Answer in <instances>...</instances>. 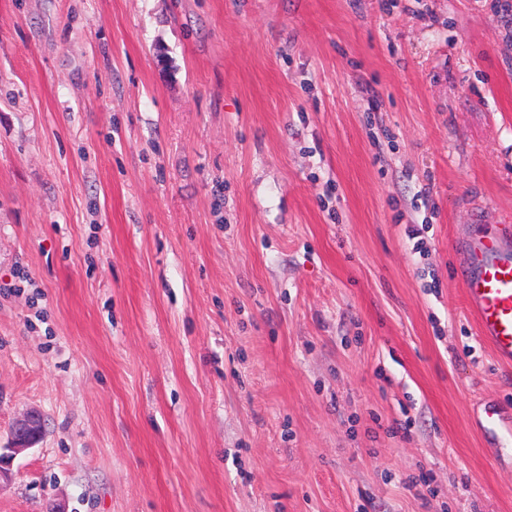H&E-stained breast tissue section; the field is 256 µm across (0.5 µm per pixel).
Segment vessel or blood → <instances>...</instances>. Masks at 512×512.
I'll list each match as a JSON object with an SVG mask.
<instances>
[{
	"label": "vessel or blood",
	"mask_w": 512,
	"mask_h": 512,
	"mask_svg": "<svg viewBox=\"0 0 512 512\" xmlns=\"http://www.w3.org/2000/svg\"><path fill=\"white\" fill-rule=\"evenodd\" d=\"M462 281L478 333L495 360L512 364V231L499 224H482L463 238ZM478 427L486 437L512 438V413L496 401L484 404Z\"/></svg>",
	"instance_id": "vessel-or-blood-1"
}]
</instances>
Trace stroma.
<instances>
[{"mask_svg": "<svg viewBox=\"0 0 512 512\" xmlns=\"http://www.w3.org/2000/svg\"><path fill=\"white\" fill-rule=\"evenodd\" d=\"M503 2L0 0V512H512ZM462 281L478 334L495 360L512 364V235L502 224H481L459 243ZM478 427L484 437L496 438L498 441L512 438L511 411L506 412L503 406L496 401H490L483 405L478 417ZM44 418L38 411L25 412L11 427L10 443L0 448V479L6 476L15 455L35 447L43 437Z\"/></svg>", "mask_w": 512, "mask_h": 512, "instance_id": "1", "label": "stroma"}]
</instances>
